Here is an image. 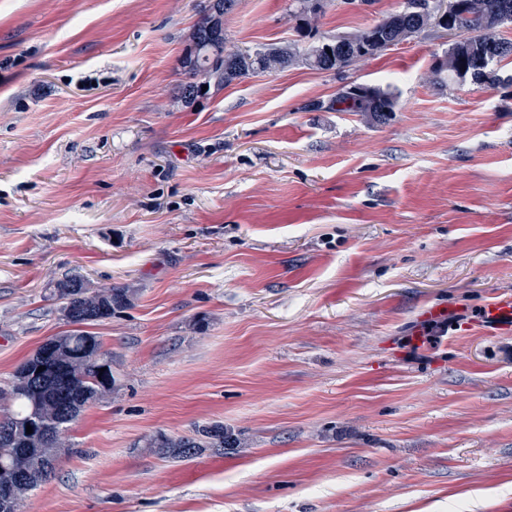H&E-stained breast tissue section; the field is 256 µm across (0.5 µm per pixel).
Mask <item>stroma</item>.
Instances as JSON below:
<instances>
[{
	"mask_svg": "<svg viewBox=\"0 0 512 512\" xmlns=\"http://www.w3.org/2000/svg\"><path fill=\"white\" fill-rule=\"evenodd\" d=\"M404 0H324L315 39ZM208 0H0V387L67 330L52 283L132 285L91 325L121 387L20 512H512V335L445 343L512 293V83L445 87L428 29L342 73L295 65L183 105ZM236 0L229 44L297 40ZM390 90L375 122L312 111ZM221 422L179 461L155 436ZM396 106L397 99L393 92L375 86L351 83L343 86L327 103L314 101L308 108L313 111L325 108L337 112H359L383 121L388 114L395 112Z\"/></svg>",
	"mask_w": 512,
	"mask_h": 512,
	"instance_id": "1",
	"label": "stroma"
}]
</instances>
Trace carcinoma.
<instances>
[{
	"instance_id": "1",
	"label": "carcinoma",
	"mask_w": 512,
	"mask_h": 512,
	"mask_svg": "<svg viewBox=\"0 0 512 512\" xmlns=\"http://www.w3.org/2000/svg\"><path fill=\"white\" fill-rule=\"evenodd\" d=\"M416 0H405L401 10L374 25L349 36L340 35L312 42L303 52L295 43L270 45L250 50L227 48L224 27H208L209 15L203 14L193 25L190 41L205 43L203 54H189L180 59L187 81L181 84V99L192 103L202 91L196 78L223 87L259 73H276L303 64L320 72H341L358 61L393 47L390 35L404 42L425 29L421 24L400 25L398 16L408 17ZM466 7L457 19L461 40L453 42L444 58L433 67L441 84L469 79L479 87H496L502 83L497 64L512 56V41L501 37L500 28L512 25V0H465ZM322 0H298L294 15L299 19L317 16ZM393 92L379 87L351 83L343 86L328 102L314 101L308 108L359 112L381 121L396 111ZM138 290L128 286L96 287L80 276H66L52 285V296L61 302V312L73 329L63 332L24 361L14 372L7 387L0 389V428L14 430L12 436L0 434V464L13 465L16 478L6 488L0 487V501L10 498L19 509L26 496L51 479L71 447L66 432L90 405L100 401L120 386L114 369L100 375L101 363L112 361L102 349L98 336L85 327L112 318L131 307ZM43 366L45 370L38 371ZM45 426L52 430L50 439L26 433V426ZM159 448L168 449L178 459L191 457L206 448H232L238 439L224 431L222 425L206 426L194 438L156 437ZM27 452L17 453L15 449Z\"/></svg>"
}]
</instances>
